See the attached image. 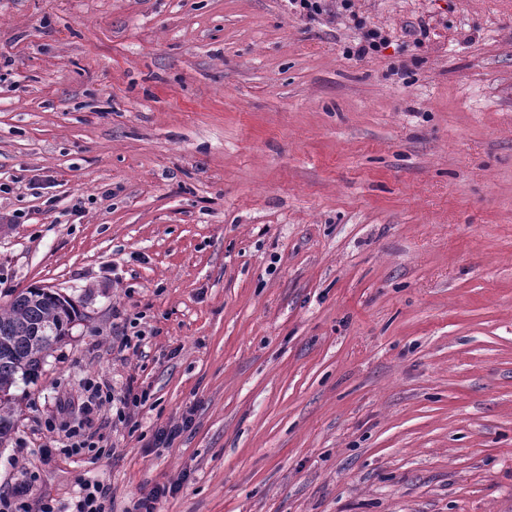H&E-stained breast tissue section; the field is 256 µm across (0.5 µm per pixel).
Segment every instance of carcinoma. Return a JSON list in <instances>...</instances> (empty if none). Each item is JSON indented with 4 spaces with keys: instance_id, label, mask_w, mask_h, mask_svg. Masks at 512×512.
I'll list each match as a JSON object with an SVG mask.
<instances>
[{
    "instance_id": "carcinoma-1",
    "label": "carcinoma",
    "mask_w": 512,
    "mask_h": 512,
    "mask_svg": "<svg viewBox=\"0 0 512 512\" xmlns=\"http://www.w3.org/2000/svg\"><path fill=\"white\" fill-rule=\"evenodd\" d=\"M81 317L70 299L51 288L10 292L6 307L0 308V445L14 427L11 390L17 380L37 376L48 351Z\"/></svg>"
}]
</instances>
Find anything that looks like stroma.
Segmentation results:
<instances>
[{"label":"stroma","mask_w":512,"mask_h":512,"mask_svg":"<svg viewBox=\"0 0 512 512\" xmlns=\"http://www.w3.org/2000/svg\"><path fill=\"white\" fill-rule=\"evenodd\" d=\"M354 2L360 60L285 0H0V304L83 314L12 390L30 512H512V0ZM89 376L149 393L99 458L45 427ZM361 30L363 31L359 41L345 50L349 57L361 59L369 54L379 52L387 43L386 38L382 37L376 29L362 27ZM107 498L108 490L104 486L87 482L82 485L71 512H111L106 510Z\"/></svg>","instance_id":"35a3bbf8"}]
</instances>
